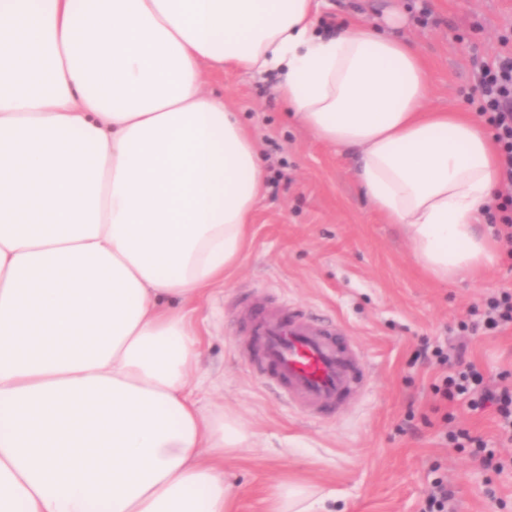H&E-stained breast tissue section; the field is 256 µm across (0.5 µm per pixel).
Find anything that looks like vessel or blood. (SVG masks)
I'll return each mask as SVG.
<instances>
[{
  "label": "vessel or blood",
  "mask_w": 512,
  "mask_h": 512,
  "mask_svg": "<svg viewBox=\"0 0 512 512\" xmlns=\"http://www.w3.org/2000/svg\"><path fill=\"white\" fill-rule=\"evenodd\" d=\"M250 324L245 355L257 376L311 413L334 410L365 388L369 371L339 324L315 322L299 311L244 310Z\"/></svg>",
  "instance_id": "obj_1"
}]
</instances>
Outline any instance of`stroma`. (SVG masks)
Instances as JSON below:
<instances>
[{
    "instance_id": "stroma-1",
    "label": "stroma",
    "mask_w": 512,
    "mask_h": 512,
    "mask_svg": "<svg viewBox=\"0 0 512 512\" xmlns=\"http://www.w3.org/2000/svg\"><path fill=\"white\" fill-rule=\"evenodd\" d=\"M395 8L407 17L400 37L426 65L427 108L477 113L475 75L512 35V0H321L315 23L357 16L376 25ZM276 82L242 69L208 72L205 82L255 136L267 177L239 267L188 306L202 335L203 400L214 408L232 404L257 437L255 448L224 462L237 512H268L275 486L288 479L327 495L330 512H421L435 464L454 492L456 512H512V468L485 470L446 442L440 420L425 423L442 368L414 358L424 342L454 334L472 305L512 291V260L447 283L428 276L404 233L362 194L353 152L288 121ZM250 296L346 328L370 369L366 389L349 407L314 420L256 378L240 332V304ZM467 343L468 360L490 385L512 372L511 326L477 332ZM410 410L416 417L407 427ZM453 412L455 425L512 457L492 411L457 405Z\"/></svg>"
}]
</instances>
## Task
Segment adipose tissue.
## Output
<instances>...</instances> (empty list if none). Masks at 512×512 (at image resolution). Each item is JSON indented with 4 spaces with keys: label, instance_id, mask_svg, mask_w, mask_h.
Masks as SVG:
<instances>
[{
    "label": "adipose tissue",
    "instance_id": "adipose-tissue-1",
    "mask_svg": "<svg viewBox=\"0 0 512 512\" xmlns=\"http://www.w3.org/2000/svg\"><path fill=\"white\" fill-rule=\"evenodd\" d=\"M318 0H0V512H236L255 436L204 408L186 306L240 263L264 176L206 70L275 74L357 152L372 207L434 278L492 264L482 121L428 110L419 51ZM284 481L273 512H326Z\"/></svg>",
    "mask_w": 512,
    "mask_h": 512
}]
</instances>
